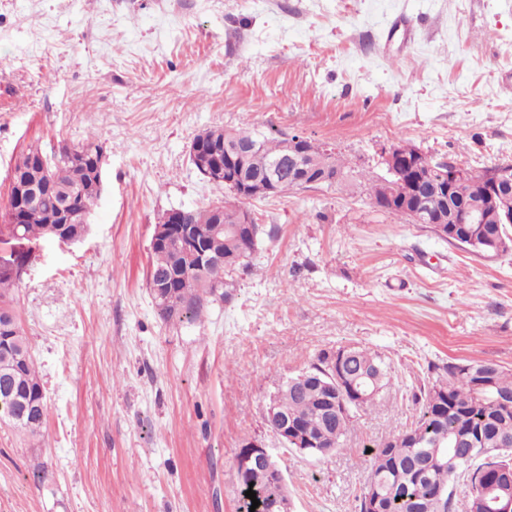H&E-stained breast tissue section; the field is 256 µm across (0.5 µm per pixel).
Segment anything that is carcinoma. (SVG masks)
Returning <instances> with one entry per match:
<instances>
[{
  "mask_svg": "<svg viewBox=\"0 0 512 512\" xmlns=\"http://www.w3.org/2000/svg\"><path fill=\"white\" fill-rule=\"evenodd\" d=\"M202 138H226L238 144L250 143L253 151L244 160L246 178L254 186L271 183L269 196L300 189L297 174L285 169L271 172L272 162L288 155V139L256 133L246 128L210 127ZM104 152L102 144L88 140L81 144L60 143L46 152L38 147L22 155L32 166L28 184L36 202L14 210V223L0 225V252L13 250L20 241L38 244L62 239L81 242L89 231L85 220L99 199L103 186L91 176L92 157ZM305 164H326L340 183L345 173L342 163L306 140ZM487 173L469 175L463 187L466 197L486 203ZM50 180L56 192L46 194L41 185ZM416 173L409 164L399 168L398 176L375 180L370 188L377 210L401 219L407 218L394 200L414 196ZM74 201L82 222L64 225L66 235L56 234L57 215L62 197ZM245 199L224 202V231L216 232L212 221L215 206L192 211L195 236L207 245L212 262L201 265L194 253H183L176 241L151 246L153 254L147 283L158 317L165 322H191L198 319L208 304L231 295L234 274L250 265V258L261 236L273 233L261 224H239L238 212ZM14 268L0 267V420L35 438L41 434L49 409L29 344L18 322L9 297L10 290L25 274L24 255H17ZM341 367L343 382L336 383V394L350 386L360 392L344 399L346 410H328L325 386L333 384V368ZM435 374L427 388L413 394L417 417L412 426L391 441L370 452L371 472L358 496L357 512H369L368 498H380L383 512H455L457 482L466 489L467 512H495L494 497L512 493V484L497 481L493 467L505 457L512 458V373L498 364L485 361L454 360L428 365ZM491 374L490 386L476 388V373ZM390 365L378 353L359 346H343L320 351L311 366L278 384L273 394L280 412L300 427L303 435L318 444L312 455L325 457L340 449L354 418L375 408L390 382ZM40 405L39 418L28 422L11 420L22 402ZM248 448L237 458V483L240 498L237 512H250L252 501L245 492L253 490L260 505L255 512H278L287 496V486L266 472L245 463Z\"/></svg>",
  "mask_w": 512,
  "mask_h": 512,
  "instance_id": "carcinoma-1",
  "label": "carcinoma"
}]
</instances>
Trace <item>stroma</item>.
<instances>
[{
    "instance_id": "stroma-1",
    "label": "stroma",
    "mask_w": 512,
    "mask_h": 512,
    "mask_svg": "<svg viewBox=\"0 0 512 512\" xmlns=\"http://www.w3.org/2000/svg\"><path fill=\"white\" fill-rule=\"evenodd\" d=\"M217 125L303 135L356 185L247 200L276 235L229 298L166 323L152 234L223 200L188 152ZM90 137L106 155L88 236L28 253L11 291L49 418L38 439L0 423V512H235L247 439L292 512H357L366 449L411 426L429 364L512 372V251L472 255L368 195L398 143L476 174L512 164V0H0V217L22 153ZM350 344L391 361L381 403L335 455L284 447L264 419L279 381Z\"/></svg>"
}]
</instances>
